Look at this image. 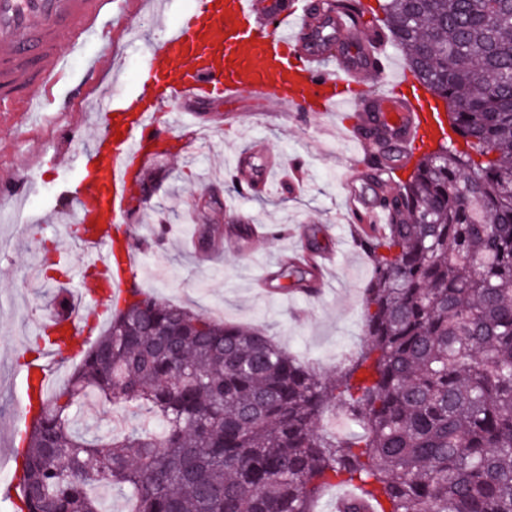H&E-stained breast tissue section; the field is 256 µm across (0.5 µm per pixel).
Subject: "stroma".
<instances>
[{"instance_id": "obj_1", "label": "stroma", "mask_w": 512, "mask_h": 512, "mask_svg": "<svg viewBox=\"0 0 512 512\" xmlns=\"http://www.w3.org/2000/svg\"><path fill=\"white\" fill-rule=\"evenodd\" d=\"M144 12L133 4L115 9L110 27L66 57L63 76L46 98V109L29 114H0V177H22L29 188L15 208L13 221L0 223V455L7 454V435L21 422L24 398L20 363L32 348L36 331L49 321L57 282L39 280L32 270L40 259H64L65 270L76 269L80 255L66 233L40 224L46 211L66 203L74 171L53 165L65 144L60 125H86L80 150L96 135L89 100L72 97L83 80L85 62L95 56L104 69L118 75L115 96L135 92L145 64L144 48L159 43L164 30L148 21L161 12L175 23L191 0H145ZM208 139L190 143L193 165L171 157L155 172L156 191L146 202L140 223L129 234L149 247L138 257L143 292L192 308L223 321L263 329L284 350L320 373L330 376L342 366L363 338L364 288L372 274L365 252L349 246L339 258L332 291L317 296L258 288L257 278L270 257L288 247L298 230L306 245L333 247L334 227L348 223L343 206L345 180L360 158L323 121L310 113L289 118L268 113L253 121L251 103L241 107L240 122H224L222 107L201 106ZM262 142L279 163L280 174L297 170L301 180L291 189L274 186L251 194L230 174L238 152ZM219 225L217 248L201 246L208 225Z\"/></svg>"}]
</instances>
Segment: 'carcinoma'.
<instances>
[{"label": "carcinoma", "instance_id": "obj_1", "mask_svg": "<svg viewBox=\"0 0 512 512\" xmlns=\"http://www.w3.org/2000/svg\"><path fill=\"white\" fill-rule=\"evenodd\" d=\"M376 31L448 109L458 139L419 156L382 203L363 344L334 377L259 328L134 290L35 419L18 512H512V0H381ZM158 427L89 439L87 403ZM339 410L361 431L326 437Z\"/></svg>", "mask_w": 512, "mask_h": 512}]
</instances>
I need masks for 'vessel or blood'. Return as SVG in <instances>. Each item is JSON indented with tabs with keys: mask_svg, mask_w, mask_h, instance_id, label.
Listing matches in <instances>:
<instances>
[{
	"mask_svg": "<svg viewBox=\"0 0 512 512\" xmlns=\"http://www.w3.org/2000/svg\"><path fill=\"white\" fill-rule=\"evenodd\" d=\"M117 0H0V112H31L60 76L67 51L75 50L112 20ZM311 0H194L179 24L149 48L137 92L98 97V133L89 151L59 153L58 164L78 167L81 178L63 208L42 216V224H77L86 247L78 280L93 286V299L64 319L69 356H78L99 331L101 294L127 296L136 287L135 261L143 250L125 225L140 221L132 188L147 169L167 160L170 134L195 124L191 103L203 100L232 107L249 96L273 104L281 114L311 112L330 117L355 113L342 133L359 147L373 135L391 147L388 168H398L441 136L437 98L405 70H392L383 42L368 43L353 16H328L329 39L312 35ZM167 116L160 134L159 114ZM254 150L241 153L237 172L256 188L268 183V167L252 165ZM385 169L363 164L346 187L347 211L365 232L384 231L389 222L376 195ZM334 252L302 247L291 262L314 274L315 290L325 286ZM47 349L28 373L32 386L48 392L54 381Z\"/></svg>",
	"mask_w": 512,
	"mask_h": 512,
	"instance_id": "1",
	"label": "vessel or blood"
}]
</instances>
